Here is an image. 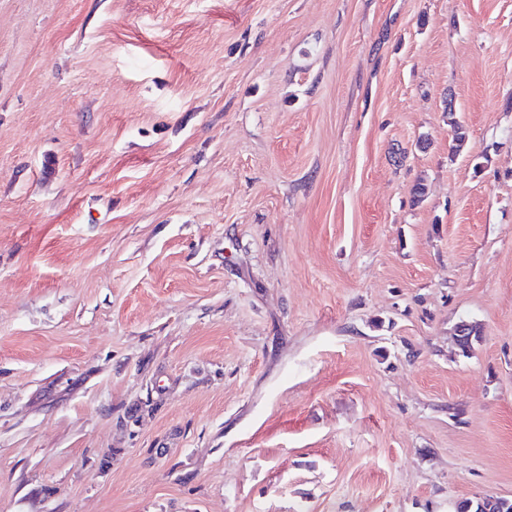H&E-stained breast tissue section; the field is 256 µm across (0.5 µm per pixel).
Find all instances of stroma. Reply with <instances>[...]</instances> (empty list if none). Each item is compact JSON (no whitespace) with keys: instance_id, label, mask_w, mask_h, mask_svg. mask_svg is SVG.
I'll return each instance as SVG.
<instances>
[{"instance_id":"obj_1","label":"stroma","mask_w":512,"mask_h":512,"mask_svg":"<svg viewBox=\"0 0 512 512\" xmlns=\"http://www.w3.org/2000/svg\"><path fill=\"white\" fill-rule=\"evenodd\" d=\"M480 496L512 0H0V512Z\"/></svg>"}]
</instances>
